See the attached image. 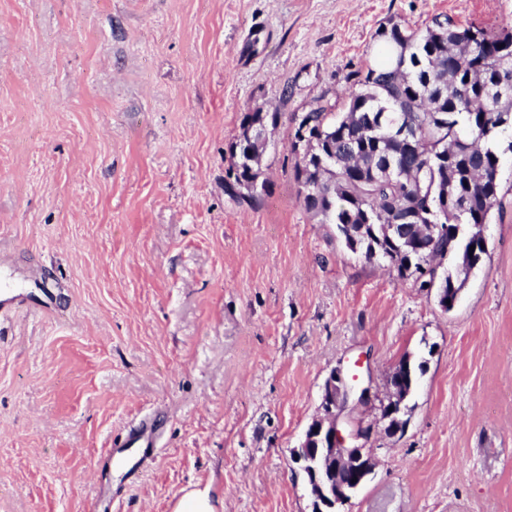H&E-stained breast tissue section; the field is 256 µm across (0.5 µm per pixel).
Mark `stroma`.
<instances>
[{
	"label": "stroma",
	"instance_id": "obj_1",
	"mask_svg": "<svg viewBox=\"0 0 512 512\" xmlns=\"http://www.w3.org/2000/svg\"><path fill=\"white\" fill-rule=\"evenodd\" d=\"M512 27V0H0V512H93L98 457L160 413L116 512H311L291 459L333 370L375 469L345 512H512V153L452 310L299 196L288 130L344 111L380 27ZM280 113L258 204L225 187L245 112ZM420 364L392 433L402 359ZM175 512H215L209 487L195 488L184 494L175 507Z\"/></svg>",
	"mask_w": 512,
	"mask_h": 512
}]
</instances>
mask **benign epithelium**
I'll use <instances>...</instances> for the list:
<instances>
[{
	"label": "benign epithelium",
	"mask_w": 512,
	"mask_h": 512,
	"mask_svg": "<svg viewBox=\"0 0 512 512\" xmlns=\"http://www.w3.org/2000/svg\"><path fill=\"white\" fill-rule=\"evenodd\" d=\"M369 400L370 389L346 381L335 371L326 382L322 408L325 417L314 420L305 430L292 458L307 477L312 497V512H341L354 493L373 472V460L365 441L372 429L359 428L344 436L336 410L343 408L350 396Z\"/></svg>",
	"instance_id": "benign-epithelium-1"
}]
</instances>
